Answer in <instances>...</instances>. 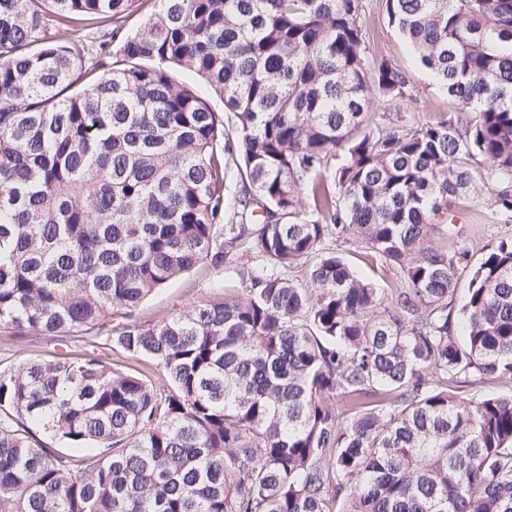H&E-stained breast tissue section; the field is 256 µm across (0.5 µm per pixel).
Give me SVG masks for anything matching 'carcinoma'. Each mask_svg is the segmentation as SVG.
Here are the masks:
<instances>
[{
  "mask_svg": "<svg viewBox=\"0 0 512 512\" xmlns=\"http://www.w3.org/2000/svg\"><path fill=\"white\" fill-rule=\"evenodd\" d=\"M137 1L0 0V325L167 378L0 370V512H512V393H478L512 382V236L474 262L455 224L486 191L512 217V0H385L449 104L402 125L360 0H157L131 31ZM201 264L241 293L141 321Z\"/></svg>",
  "mask_w": 512,
  "mask_h": 512,
  "instance_id": "carcinoma-1",
  "label": "carcinoma"
}]
</instances>
